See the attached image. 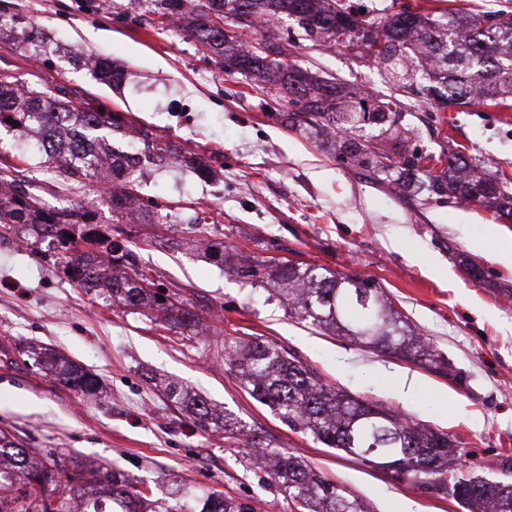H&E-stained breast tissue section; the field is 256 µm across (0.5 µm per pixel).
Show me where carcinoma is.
Here are the masks:
<instances>
[{
  "label": "carcinoma",
  "instance_id": "1",
  "mask_svg": "<svg viewBox=\"0 0 512 512\" xmlns=\"http://www.w3.org/2000/svg\"><path fill=\"white\" fill-rule=\"evenodd\" d=\"M402 11L376 28L345 11L342 0H198L185 31L205 47L224 70L251 77L275 97L298 108L296 118L328 125L341 119L345 158L351 165H367L376 173L392 175L395 158L379 153L357 138L360 112L351 106L336 113V79L312 80L285 58L290 49L261 35L276 57L251 42L237 40L233 28L270 30L279 14L288 12L302 22L311 41L352 44L371 56L406 94L415 92L414 61L433 65L449 101L465 105L508 107L512 96V17L487 26L489 13L450 14L445 21ZM15 26L23 39L42 41L43 32L22 17ZM75 89L57 87L48 93L19 87L15 77L0 72V126L12 119L15 130L41 132L59 120L67 122V146L57 148L42 140V150L54 175L72 187H81L100 172L96 141L125 140L150 134L104 107L80 109ZM378 116L399 119L401 99L389 96L376 102ZM118 171L110 189L112 209L119 214H146L140 203L141 159L134 152L112 161ZM11 166L0 167V244L22 239L21 229L35 245L67 254L64 273L83 288H98L112 305L133 313H155L168 331L199 334L201 318L176 292L155 290L152 275L139 267L136 253L112 241L110 231L94 222L92 211L66 203L49 204L29 192ZM444 182L436 192H448L459 203L491 200L503 216L512 219V182L471 171L458 151L448 153ZM74 238H69V235ZM202 254L232 270L242 284L260 286L288 304V315L333 336L390 356L410 358L436 372L449 373L450 363L429 341L414 333L409 322L391 306L382 289L347 274L337 275L317 264L253 261L231 246L219 248L199 240ZM225 364L254 400L267 406L291 430L309 435L325 448H334L364 465L386 454L396 468L391 478L427 488L453 499L467 512H512V481L503 463L493 477L459 467L461 441L403 417L376 402L353 397L327 385L297 356L277 344L258 338L233 337L224 342ZM32 364L84 399L99 395V378L44 345L28 347ZM166 397L201 428L224 432V439L243 446L283 487L296 512H368L365 504L343 486L316 471L303 457L283 452L247 425L216 409L203 396L173 384L163 386ZM0 512H251V507L223 494L203 493L179 485L162 502L143 494L138 481L107 464L94 466L50 450L25 448L0 438Z\"/></svg>",
  "mask_w": 512,
  "mask_h": 512
}]
</instances>
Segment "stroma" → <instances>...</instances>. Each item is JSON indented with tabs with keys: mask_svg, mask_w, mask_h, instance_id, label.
<instances>
[{
	"mask_svg": "<svg viewBox=\"0 0 512 512\" xmlns=\"http://www.w3.org/2000/svg\"><path fill=\"white\" fill-rule=\"evenodd\" d=\"M21 15L45 32L41 50L0 33V71L19 85L78 90L81 104H103L148 130L161 158L144 159L140 194L166 217L132 224L112 210L95 176L69 188L47 170L37 134L0 127V164L16 166L48 203L64 198L92 210L136 251L156 283L179 292L207 326L206 337L168 332L139 313L77 285L54 257L17 243L0 246V432L28 448H54L111 462L143 481L150 498L176 485L218 487L254 512H294L287 494L244 448L197 428L152 383L176 381L242 419L272 445L304 457L370 512H462L443 495L362 465L294 432L244 392L225 369L224 339L274 341L329 385L369 398L457 436L470 462L500 474L512 459V221L489 206L458 205L429 193L428 155L462 148L471 165L512 178V109H440L434 96L404 95L397 128L401 180H378L343 158L330 127L295 119L256 82L224 72L184 31L163 24L151 0H0V15ZM277 34L292 42L289 61L350 92L390 93L383 66L356 50L304 40L297 18ZM104 58L123 71L100 84L84 65ZM211 213L206 239L257 261L316 263L381 286L412 328L448 359L449 375L313 330L288 315L266 289L241 285L199 254L189 220ZM484 276L470 277L465 263ZM38 341L97 374L101 399L85 402L28 360ZM410 380L396 392L397 378Z\"/></svg>",
	"mask_w": 512,
	"mask_h": 512,
	"instance_id": "35a3bbf8",
	"label": "stroma"
}]
</instances>
